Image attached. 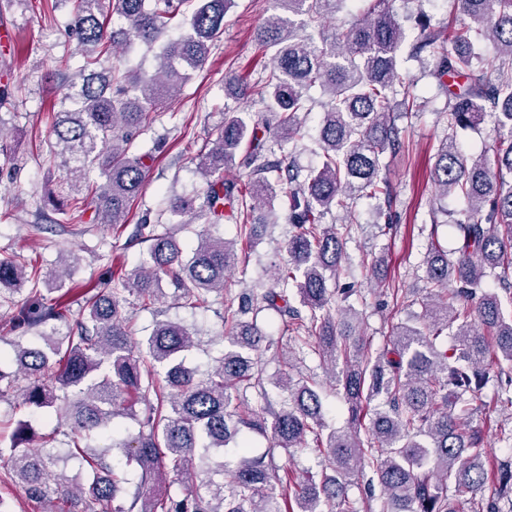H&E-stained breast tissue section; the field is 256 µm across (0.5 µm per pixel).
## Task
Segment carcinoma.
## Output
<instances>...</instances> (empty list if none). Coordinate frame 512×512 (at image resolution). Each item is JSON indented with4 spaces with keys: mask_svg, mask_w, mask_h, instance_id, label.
Returning a JSON list of instances; mask_svg holds the SVG:
<instances>
[{
    "mask_svg": "<svg viewBox=\"0 0 512 512\" xmlns=\"http://www.w3.org/2000/svg\"><path fill=\"white\" fill-rule=\"evenodd\" d=\"M192 2L154 0L150 7L147 0H114L112 12L125 22L116 32L104 0H74L72 25L84 61L69 106L56 113L52 154L61 158L69 191L62 202L48 199L58 210L91 209L97 224L126 222L155 151L129 154L147 119L144 108L179 90L187 78L183 67L204 64L233 6V0H199L189 11ZM345 2L276 0L288 16L267 20L257 33L270 52L265 78L252 90L232 83L240 96L257 95L269 118L249 125L224 113L220 132L198 154L205 190L173 203L171 211L184 217L180 223L151 225L147 256L130 275L85 292L75 311L74 289L49 299L40 288L62 279L64 269L44 275L17 253L0 257V308L16 325L37 330L72 320L67 336H43L44 350L12 342L17 368L0 366V383H6L0 397L8 388L30 407H51L67 429V447L60 448L56 436H32L20 419L9 453L0 450L4 475L24 484L44 512H75L80 504L81 512H355L348 490L363 480L381 487V512H457L450 487L476 494L489 482L495 494L478 505L480 512H503V501L512 505V460L487 470L486 449L467 431L471 413L452 409L454 401L467 404L491 381H502L490 355L512 364V312L504 313L500 299L484 290L491 275L512 289V184L503 183V171L512 174V0H453L457 14L446 30L425 33L412 49L414 55L439 50L432 75L448 93V129L476 128L492 117L498 146L492 160L463 155L451 139L439 147L438 190L467 203L465 217L452 225L458 247L450 253L429 241L422 313L412 325L393 326L376 351L364 341L361 313L353 306L341 310L338 322L328 313V275L336 274L344 246L324 218L336 210L351 224L358 200L390 198L381 156L402 145L397 121L419 103L398 66L403 17L390 0H356L355 21L318 40L305 33ZM184 24L187 33L166 38L169 28ZM120 34L147 46L164 41L154 74L109 62L117 57ZM483 39L494 45V55L482 53ZM447 75L463 83L454 90L443 81ZM316 86L326 95L321 163L304 174L291 159L265 152L266 133L302 138L298 113L309 111ZM397 86L402 99L396 110L389 93ZM237 163L246 170L241 185L224 181V170ZM284 188L294 228L288 260L260 296L244 291L237 306L224 308L225 345L213 366L202 371L187 361L196 341L178 322H157L133 346L128 297L152 305L163 295L164 280L183 307H207L212 295L224 296L227 273L257 237L253 214L262 211L265 223H277L271 201ZM226 206L237 223L236 240L210 231L224 220ZM198 221L206 228L196 232L186 258L178 234ZM21 283L30 288L18 306L12 297ZM265 310L294 333L298 349L317 345L329 381L348 405L346 428L325 422L315 378L293 377L297 352L279 350V341L263 331L258 314ZM452 325L448 338L444 331ZM270 350L285 367L273 378L262 362ZM379 397L382 406L363 420V401ZM124 416L137 421L138 431L118 440L112 424ZM250 432L265 438L262 453H255ZM310 439L331 473L292 484L288 463L279 459L307 448ZM116 449L124 460L120 468L109 460ZM72 460L86 466L85 482L65 474ZM368 468L373 476L367 480ZM166 473L187 484L186 491L160 489Z\"/></svg>",
    "mask_w": 512,
    "mask_h": 512,
    "instance_id": "carcinoma-1",
    "label": "carcinoma"
}]
</instances>
